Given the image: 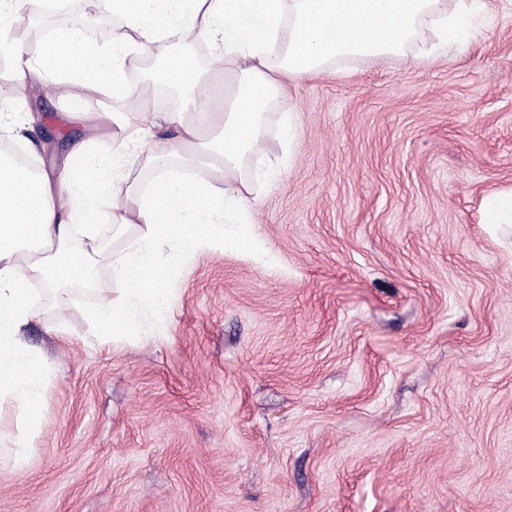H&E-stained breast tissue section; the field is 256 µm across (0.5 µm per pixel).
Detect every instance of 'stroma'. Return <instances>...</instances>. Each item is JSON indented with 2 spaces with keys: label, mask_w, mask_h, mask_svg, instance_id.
<instances>
[{
  "label": "stroma",
  "mask_w": 512,
  "mask_h": 512,
  "mask_svg": "<svg viewBox=\"0 0 512 512\" xmlns=\"http://www.w3.org/2000/svg\"><path fill=\"white\" fill-rule=\"evenodd\" d=\"M416 60L307 78L266 118L251 167L262 249L202 252L145 335H98L117 288L104 200L95 284L41 295L24 329L51 364L16 461L0 406V512H512V236L481 203L512 186V0ZM40 171L99 155L45 80L15 91ZM296 114L292 143L277 134Z\"/></svg>",
  "instance_id": "1"
}]
</instances>
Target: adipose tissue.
Returning <instances> with one entry per match:
<instances>
[{
    "mask_svg": "<svg viewBox=\"0 0 512 512\" xmlns=\"http://www.w3.org/2000/svg\"><path fill=\"white\" fill-rule=\"evenodd\" d=\"M36 0H0V55L16 66L19 83L51 80L59 95L76 101L107 89L113 102L129 98L123 77L130 56L160 65L166 85L182 90L176 112H147L140 133L173 127V139L148 143L147 161L159 175L150 188L120 186L112 173V146L125 136L120 120L99 142L101 160L60 178L30 175L0 154V403L12 401L22 421L14 437L18 458L31 445L25 419L42 401L49 370L41 349L21 334L33 318L30 282L53 283L56 274L86 276L91 252L99 247L94 225L103 199L113 201L115 228L134 227L112 254L122 285L119 298L101 296L90 318L102 336L139 335L144 314L164 317L174 295L169 267L193 254L224 245L216 226L239 225L251 207L243 172L261 151L269 105L295 84L346 60H382L402 52L420 24L442 44L474 38V16L483 0H93L100 19H118L123 28L111 54L90 53L73 32H57L38 62L24 59L12 38L17 14ZM210 40L209 69L170 49L172 40ZM194 156L205 175L188 179L172 162ZM81 237L80 250L69 242ZM169 248V266L155 253Z\"/></svg>",
    "mask_w": 512,
    "mask_h": 512,
    "instance_id": "adipose-tissue-1",
    "label": "adipose tissue"
}]
</instances>
